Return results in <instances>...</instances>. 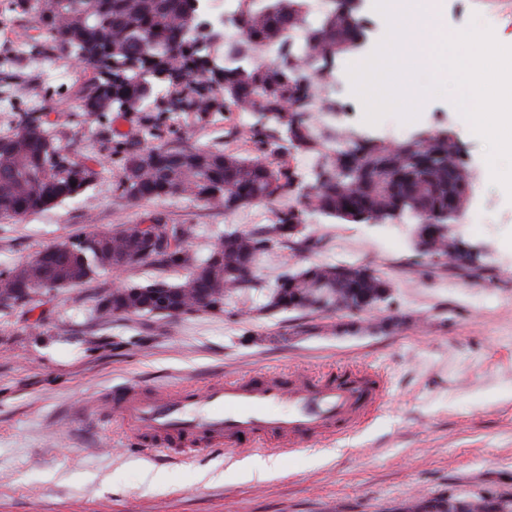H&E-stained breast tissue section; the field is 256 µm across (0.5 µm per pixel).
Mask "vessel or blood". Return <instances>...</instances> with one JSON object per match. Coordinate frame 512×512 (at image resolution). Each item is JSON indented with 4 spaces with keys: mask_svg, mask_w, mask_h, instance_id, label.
<instances>
[{
    "mask_svg": "<svg viewBox=\"0 0 512 512\" xmlns=\"http://www.w3.org/2000/svg\"><path fill=\"white\" fill-rule=\"evenodd\" d=\"M382 381L362 367L327 374L282 375L253 369L204 388L145 389L125 385L105 394L108 418L139 448L182 457L246 444H271L294 453L340 436L377 412Z\"/></svg>",
    "mask_w": 512,
    "mask_h": 512,
    "instance_id": "b4317fda",
    "label": "vessel or blood"
}]
</instances>
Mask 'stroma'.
Instances as JSON below:
<instances>
[{
    "instance_id": "stroma-1",
    "label": "stroma",
    "mask_w": 512,
    "mask_h": 512,
    "mask_svg": "<svg viewBox=\"0 0 512 512\" xmlns=\"http://www.w3.org/2000/svg\"><path fill=\"white\" fill-rule=\"evenodd\" d=\"M448 27L470 23L512 40V0H447ZM368 36L362 50L337 56L334 101L347 128L408 139L451 128L477 176L468 216L456 235L481 247L461 266L417 259L409 224H336L308 216L303 236L262 257L251 290L233 294L218 314L105 315L103 292L152 280L179 281L180 268L145 264L0 307V512H388L456 490L512 492V196L486 176L485 147L450 97L427 99L417 120H363L349 65L366 60L387 23L362 0ZM41 57L51 41L30 15L0 13L5 32ZM94 74L64 59L52 78L40 66H0V137L19 111L37 109L77 162L96 159L97 178L79 196L26 216L0 220V270L24 264L77 232L111 231L147 214L192 225L187 241L207 256L227 230L253 232L302 199L284 195L234 212L189 197L133 202L117 191L118 149L164 144L250 157L249 112H150L86 115L84 90ZM309 265L367 267L386 279L391 297L370 311L268 312L263 289ZM360 365L384 381V409L356 433L289 455L277 450L215 448L179 460L145 454L88 405L110 389L192 383L203 386L251 369L323 372ZM274 459L266 479L247 478L245 463Z\"/></svg>"
}]
</instances>
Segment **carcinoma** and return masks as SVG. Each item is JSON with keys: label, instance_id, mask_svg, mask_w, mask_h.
Returning a JSON list of instances; mask_svg holds the SVG:
<instances>
[{"label": "carcinoma", "instance_id": "carcinoma-1", "mask_svg": "<svg viewBox=\"0 0 512 512\" xmlns=\"http://www.w3.org/2000/svg\"><path fill=\"white\" fill-rule=\"evenodd\" d=\"M15 8L34 14L49 33L53 49L74 43L81 64L109 78L95 80L83 97L82 110L127 115L153 104L164 111L210 112L222 107L271 113L268 124L251 131L260 152L289 144L297 151L323 155L336 143V156L321 163L307 186L298 175L266 159L243 158L222 151L163 145L122 151L123 176L117 184L132 201L171 196L192 197L226 212L286 193L305 199V208L278 212L276 221L250 233L226 231L202 260L184 247L193 233L186 224H168L159 214L148 225L125 224L111 233H77L62 242V254L45 255L0 273V305L28 300L57 288L81 284L100 270L152 262L184 268L176 283L154 281L104 293L101 309L112 314L141 313L167 298L189 313L222 312L224 301L247 287L240 274L290 240L293 226L317 214L333 223L393 224L409 219L413 232L427 236L422 255L454 264L462 260L453 226L464 215L475 191V176L454 134L446 128L429 140L409 138L394 145L387 139L340 126L317 133L323 116L311 112L300 64L303 48L279 34L307 27L310 60L322 72L336 56L366 39L365 19L334 0L332 11L316 26H306L302 0H240L246 37L221 50L213 45L199 18L197 0H14ZM278 40L276 58L256 60L257 47ZM296 105L293 112L284 105ZM52 122L42 112L19 117L13 133L0 137V219L26 215L80 195L96 172L76 162L57 143ZM390 296L388 283L367 267L309 266L284 273L266 293L264 308L282 312L346 310L372 307ZM396 512H512V495L485 490L471 495L445 492L421 498Z\"/></svg>", "mask_w": 512, "mask_h": 512}]
</instances>
